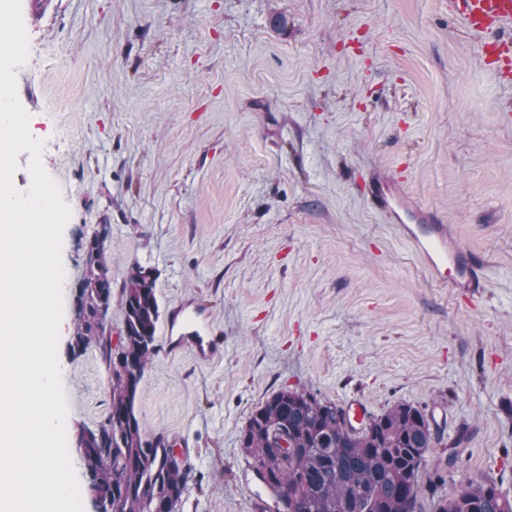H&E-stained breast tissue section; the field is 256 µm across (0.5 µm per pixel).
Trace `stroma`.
I'll return each instance as SVG.
<instances>
[{
	"mask_svg": "<svg viewBox=\"0 0 512 512\" xmlns=\"http://www.w3.org/2000/svg\"><path fill=\"white\" fill-rule=\"evenodd\" d=\"M26 31L18 99L71 208L58 360L83 512L77 442L110 374L70 343L101 231L112 335L140 266L162 310L203 300L224 338L209 363L156 352L137 395L194 476L178 512H257L239 437L284 389L440 410L463 449L446 490L512 496V86L448 0H53ZM386 169L484 259L479 293L435 283L372 205Z\"/></svg>",
	"mask_w": 512,
	"mask_h": 512,
	"instance_id": "obj_1",
	"label": "stroma"
}]
</instances>
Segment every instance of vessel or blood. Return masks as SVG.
Segmentation results:
<instances>
[{"label":"vessel or blood","mask_w":512,"mask_h":512,"mask_svg":"<svg viewBox=\"0 0 512 512\" xmlns=\"http://www.w3.org/2000/svg\"><path fill=\"white\" fill-rule=\"evenodd\" d=\"M460 7L467 29L483 35L479 49L483 65L495 75L512 77V40L499 38V30L512 23V0H448ZM402 179L380 173L369 183L373 203L396 224L404 240L421 259L437 283L452 288L479 292L483 260L464 250L436 211L418 205L401 188ZM167 352L191 350L195 357L208 362L224 349L222 336L215 331L204 304L185 302L173 308L167 318Z\"/></svg>","instance_id":"vessel-or-blood-1"}]
</instances>
